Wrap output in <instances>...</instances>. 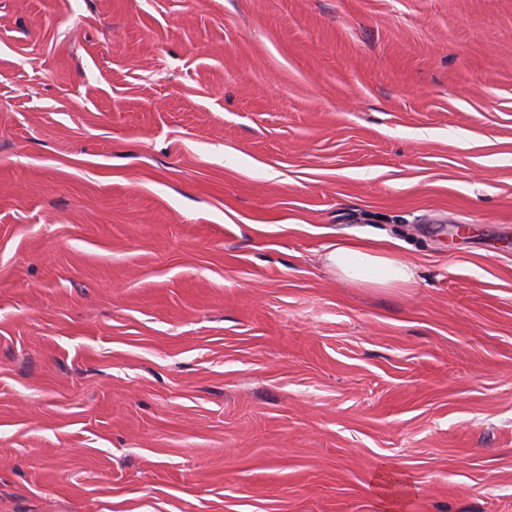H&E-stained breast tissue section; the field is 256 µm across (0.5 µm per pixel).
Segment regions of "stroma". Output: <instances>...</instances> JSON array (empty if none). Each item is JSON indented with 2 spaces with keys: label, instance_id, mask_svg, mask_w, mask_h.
Listing matches in <instances>:
<instances>
[{
  "label": "stroma",
  "instance_id": "35a3bbf8",
  "mask_svg": "<svg viewBox=\"0 0 512 512\" xmlns=\"http://www.w3.org/2000/svg\"><path fill=\"white\" fill-rule=\"evenodd\" d=\"M382 470L512 512V0H0V512ZM326 260L343 277L363 286L399 287L414 277L411 267L403 261L351 242L332 244Z\"/></svg>",
  "mask_w": 512,
  "mask_h": 512
}]
</instances>
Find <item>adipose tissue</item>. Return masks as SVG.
Segmentation results:
<instances>
[{"mask_svg":"<svg viewBox=\"0 0 512 512\" xmlns=\"http://www.w3.org/2000/svg\"><path fill=\"white\" fill-rule=\"evenodd\" d=\"M326 260L343 277L363 286L393 288L410 283L414 277L411 267L403 261L351 242L332 244Z\"/></svg>","mask_w":512,"mask_h":512,"instance_id":"obj_1","label":"adipose tissue"}]
</instances>
